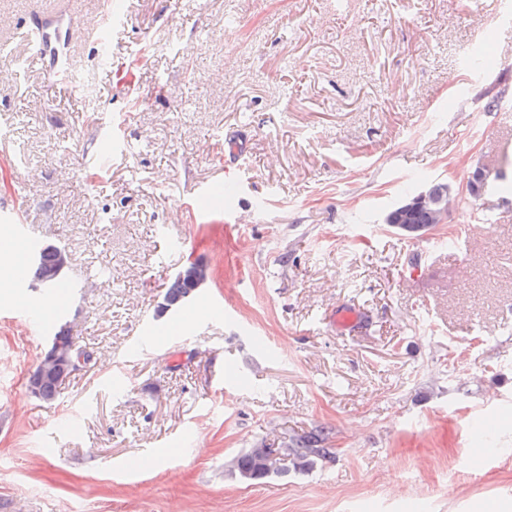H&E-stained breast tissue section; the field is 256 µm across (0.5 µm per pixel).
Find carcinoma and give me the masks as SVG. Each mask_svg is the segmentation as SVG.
Here are the masks:
<instances>
[{"instance_id":"obj_1","label":"carcinoma","mask_w":512,"mask_h":512,"mask_svg":"<svg viewBox=\"0 0 512 512\" xmlns=\"http://www.w3.org/2000/svg\"><path fill=\"white\" fill-rule=\"evenodd\" d=\"M56 251L52 246L31 248V267L33 280L41 282L47 288L55 289L63 278L54 274ZM197 290L187 278L172 277L167 285L158 314L168 311L182 310L188 299L194 297ZM74 344L68 322H58L51 336L44 358L52 361L53 374L39 381L38 399L53 404L57 401L62 385L71 375L70 364L64 356V350ZM326 438V433L304 436L296 440L291 447L284 449L288 464L273 471L266 470L259 462L256 449L250 448L231 460V472L241 481L258 483L272 476H286L290 473L304 474L318 463L331 462L334 455L329 448H321L319 444Z\"/></svg>"}]
</instances>
